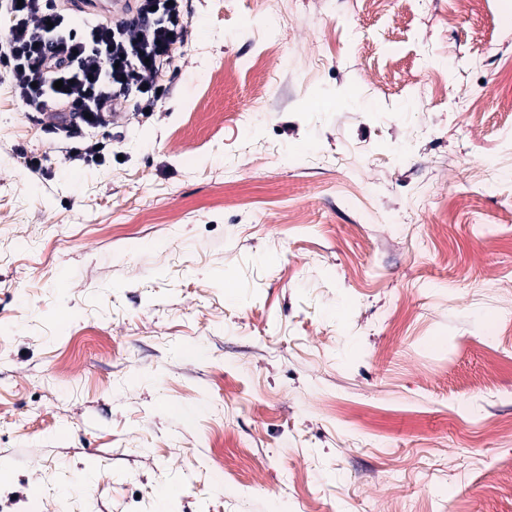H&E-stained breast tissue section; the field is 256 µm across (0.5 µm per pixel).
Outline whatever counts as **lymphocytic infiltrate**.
I'll return each mask as SVG.
<instances>
[{"label":"lymphocytic infiltrate","mask_w":512,"mask_h":512,"mask_svg":"<svg viewBox=\"0 0 512 512\" xmlns=\"http://www.w3.org/2000/svg\"><path fill=\"white\" fill-rule=\"evenodd\" d=\"M183 0H135L120 20L73 23L62 0H0V73L29 111L55 113L47 133L63 136L75 156L93 159L114 114L154 109L176 71L184 43Z\"/></svg>","instance_id":"lymphocytic-infiltrate-1"}]
</instances>
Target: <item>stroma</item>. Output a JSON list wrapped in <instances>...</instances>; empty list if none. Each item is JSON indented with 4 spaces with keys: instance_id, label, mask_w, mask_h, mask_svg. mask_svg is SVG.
<instances>
[{
    "instance_id": "1",
    "label": "stroma",
    "mask_w": 512,
    "mask_h": 512,
    "mask_svg": "<svg viewBox=\"0 0 512 512\" xmlns=\"http://www.w3.org/2000/svg\"><path fill=\"white\" fill-rule=\"evenodd\" d=\"M284 7L98 164L0 85V512H512V0Z\"/></svg>"
}]
</instances>
